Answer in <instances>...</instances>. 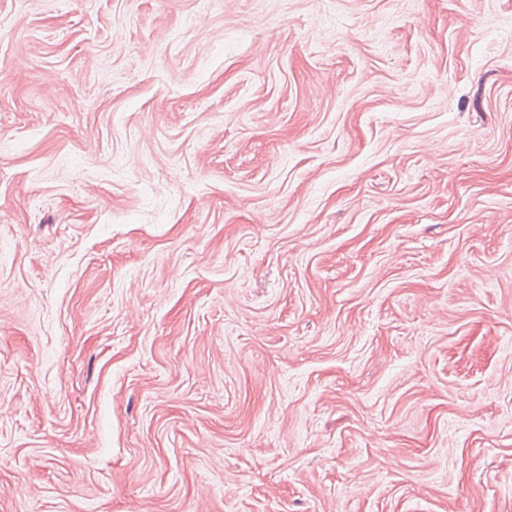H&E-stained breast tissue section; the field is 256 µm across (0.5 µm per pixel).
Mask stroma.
Instances as JSON below:
<instances>
[{
	"mask_svg": "<svg viewBox=\"0 0 512 512\" xmlns=\"http://www.w3.org/2000/svg\"><path fill=\"white\" fill-rule=\"evenodd\" d=\"M0 512H512V0H0Z\"/></svg>",
	"mask_w": 512,
	"mask_h": 512,
	"instance_id": "stroma-1",
	"label": "stroma"
}]
</instances>
